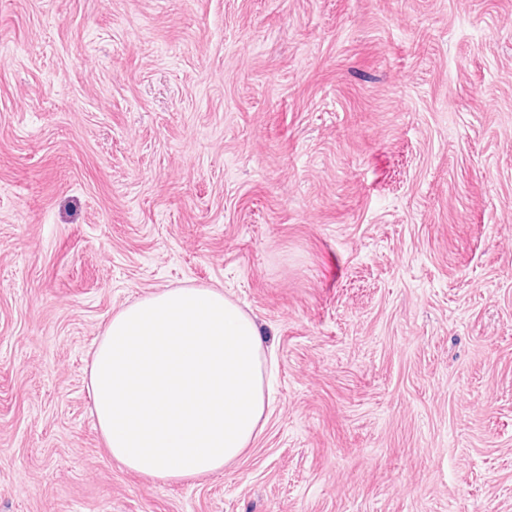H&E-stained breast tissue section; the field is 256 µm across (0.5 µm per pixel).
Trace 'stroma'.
<instances>
[{
  "instance_id": "35a3bbf8",
  "label": "stroma",
  "mask_w": 512,
  "mask_h": 512,
  "mask_svg": "<svg viewBox=\"0 0 512 512\" xmlns=\"http://www.w3.org/2000/svg\"><path fill=\"white\" fill-rule=\"evenodd\" d=\"M189 286L273 403L162 483L88 372ZM0 512H512V0H0Z\"/></svg>"
}]
</instances>
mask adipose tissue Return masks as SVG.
Wrapping results in <instances>:
<instances>
[{
  "label": "adipose tissue",
  "instance_id": "ef3b65f1",
  "mask_svg": "<svg viewBox=\"0 0 512 512\" xmlns=\"http://www.w3.org/2000/svg\"><path fill=\"white\" fill-rule=\"evenodd\" d=\"M267 351L249 314L217 288H166L125 305L89 369L112 457L157 480L218 472L263 430Z\"/></svg>",
  "mask_w": 512,
  "mask_h": 512
}]
</instances>
